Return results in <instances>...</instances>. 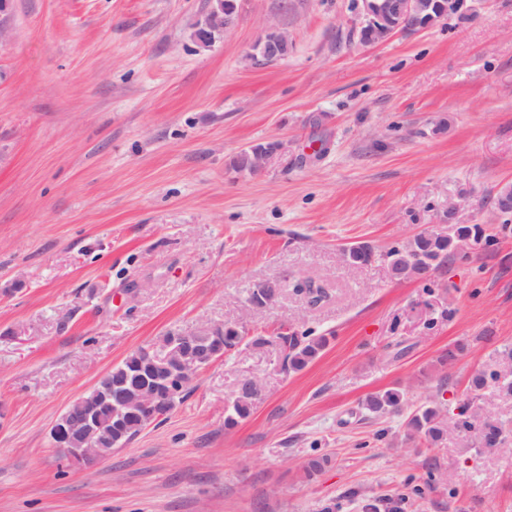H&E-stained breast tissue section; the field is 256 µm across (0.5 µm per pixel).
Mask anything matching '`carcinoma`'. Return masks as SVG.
<instances>
[{"label":"carcinoma","mask_w":512,"mask_h":512,"mask_svg":"<svg viewBox=\"0 0 512 512\" xmlns=\"http://www.w3.org/2000/svg\"><path fill=\"white\" fill-rule=\"evenodd\" d=\"M493 243V239L485 236L479 224H450L444 232L419 234L401 246H394L379 252L367 243H358L346 248L350 266L357 267L368 263L370 259H380L387 263L397 278H413L421 281L431 280L432 274L444 263L454 261L463 253V244ZM279 288L273 283L269 288L264 284L254 286L247 301L254 305H265L274 298ZM280 343L284 352V369L299 371L303 369L327 345L328 337L316 336L312 331L293 329L273 338L258 334L249 342L255 346H263L271 341ZM502 361L509 366L503 373H491L475 378L474 387L483 389L493 385L498 391L512 394V349L501 352ZM262 391L252 384V378H245L240 383L238 395L227 409L224 425L234 427L242 419L247 418L252 408L261 400ZM404 393L398 389H388L382 393L368 396L363 406L365 410L375 414L398 413L402 410ZM476 412L474 400L467 399L457 406V413L445 417L436 406H421L407 419L406 426L414 436L423 437L430 442L438 441L448 429V425L459 432L478 429L476 444L480 448L498 449L505 443L506 429L503 424L489 418L475 425Z\"/></svg>","instance_id":"cac0c4a2"}]
</instances>
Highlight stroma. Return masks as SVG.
Masks as SVG:
<instances>
[{
    "label": "stroma",
    "mask_w": 512,
    "mask_h": 512,
    "mask_svg": "<svg viewBox=\"0 0 512 512\" xmlns=\"http://www.w3.org/2000/svg\"><path fill=\"white\" fill-rule=\"evenodd\" d=\"M207 0H13L0 46V512H512V451L449 430L409 438L423 405L454 411L512 347V0L359 42L356 0H237L212 47ZM288 55L253 70L267 26ZM280 141L263 170L232 161ZM479 224L495 238L431 287L346 247L384 251ZM307 278L320 302L295 289ZM281 284L263 307L252 286ZM451 311L432 329L420 314ZM240 322L314 330L306 368L246 344L187 398L88 468L50 430L108 368L168 332ZM464 350L449 366L440 358ZM263 398L234 428L243 378ZM398 388L402 412L370 394ZM329 464L306 476L305 462ZM236 12L234 1L209 0V9L194 26L193 41L200 48L209 47L215 33L225 32L233 25ZM404 393L399 389H388L382 393L368 396L363 406L375 414L399 413L402 410Z\"/></svg>",
    "instance_id": "obj_1"
}]
</instances>
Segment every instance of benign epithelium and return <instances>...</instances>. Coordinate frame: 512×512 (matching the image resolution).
Wrapping results in <instances>:
<instances>
[{"label":"benign epithelium","instance_id":"obj_1","mask_svg":"<svg viewBox=\"0 0 512 512\" xmlns=\"http://www.w3.org/2000/svg\"><path fill=\"white\" fill-rule=\"evenodd\" d=\"M363 28L367 36L363 44H373L397 32H419L437 23L465 19L473 14L472 0H357ZM236 5L232 0H209V9L194 26L193 41L200 48L209 47L214 34L233 25ZM289 51L288 37L273 28L266 31L246 55L250 68L269 67ZM284 148L281 142L272 143L269 150L251 148L253 171L263 170L269 156ZM222 326H201L189 330L177 339L163 342L161 354L151 355L146 349L154 375L140 372L112 380V370L103 373L96 383L75 399L59 416L50 430L56 447L66 457L83 463H96L108 456V450L125 431L112 435V420H105L103 408L115 409L117 421L126 422L130 416L159 419L162 406L172 410L176 397L183 395L190 380L200 371L224 356V346L217 343Z\"/></svg>","mask_w":512,"mask_h":512}]
</instances>
